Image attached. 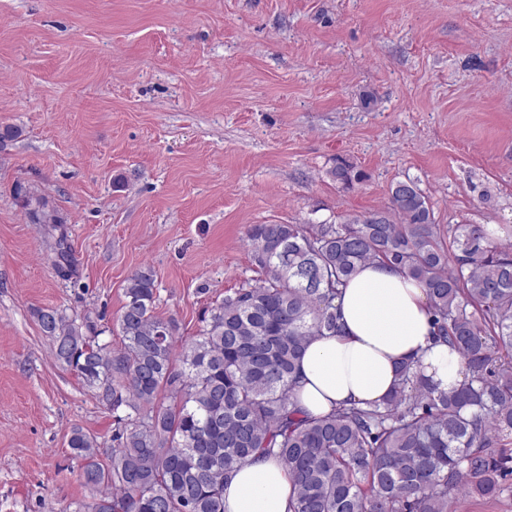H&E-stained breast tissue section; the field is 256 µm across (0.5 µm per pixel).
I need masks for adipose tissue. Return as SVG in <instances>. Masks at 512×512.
Segmentation results:
<instances>
[{
	"instance_id": "obj_1",
	"label": "adipose tissue",
	"mask_w": 512,
	"mask_h": 512,
	"mask_svg": "<svg viewBox=\"0 0 512 512\" xmlns=\"http://www.w3.org/2000/svg\"><path fill=\"white\" fill-rule=\"evenodd\" d=\"M338 331L313 339L299 363L292 400L313 417L336 407L382 402L398 369L417 361L438 390L464 380L462 356L433 339L425 286L381 261L360 267L340 287ZM294 485L278 459L253 456L238 466L224 488L225 512H288Z\"/></svg>"
}]
</instances>
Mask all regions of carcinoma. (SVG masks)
<instances>
[{
	"label": "carcinoma",
	"mask_w": 512,
	"mask_h": 512,
	"mask_svg": "<svg viewBox=\"0 0 512 512\" xmlns=\"http://www.w3.org/2000/svg\"><path fill=\"white\" fill-rule=\"evenodd\" d=\"M328 174L347 188L361 180L344 159ZM16 192L32 223H65L45 196ZM451 236L448 247L411 179L384 210L256 224L248 239L262 277L211 307L177 357L178 327L156 314L149 268L126 280L116 352L78 317L33 309L57 361L115 417L106 456L79 427L67 439L95 492L84 512H224V486L256 453L292 475L289 512H448L459 496H498L512 475V249L481 224ZM373 261L425 285L434 339L461 354L464 382L439 392L410 361L380 404L324 417L289 408L308 343L338 329V288Z\"/></svg>",
	"instance_id": "carcinoma-1"
}]
</instances>
